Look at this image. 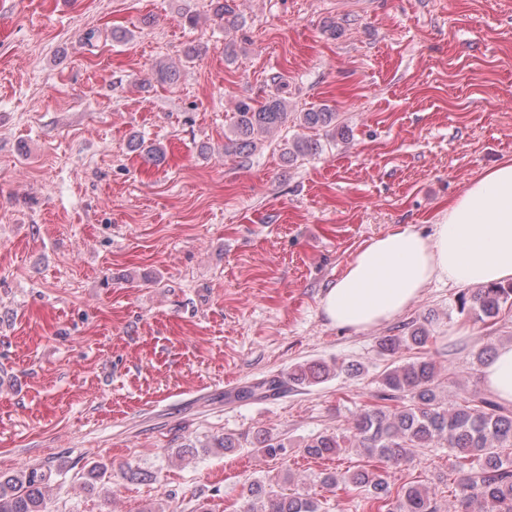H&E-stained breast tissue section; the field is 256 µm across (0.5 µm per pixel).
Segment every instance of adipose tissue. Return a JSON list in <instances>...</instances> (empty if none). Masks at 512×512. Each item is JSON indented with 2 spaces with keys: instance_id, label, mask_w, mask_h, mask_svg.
I'll use <instances>...</instances> for the list:
<instances>
[{
  "instance_id": "1",
  "label": "adipose tissue",
  "mask_w": 512,
  "mask_h": 512,
  "mask_svg": "<svg viewBox=\"0 0 512 512\" xmlns=\"http://www.w3.org/2000/svg\"><path fill=\"white\" fill-rule=\"evenodd\" d=\"M512 280V159L473 180L422 235L407 224L370 240L327 289L321 308L335 325L357 331L403 312L431 283L485 285ZM480 375L512 404V344L500 345Z\"/></svg>"
}]
</instances>
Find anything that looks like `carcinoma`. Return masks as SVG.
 <instances>
[{
    "label": "carcinoma",
    "mask_w": 512,
    "mask_h": 512,
    "mask_svg": "<svg viewBox=\"0 0 512 512\" xmlns=\"http://www.w3.org/2000/svg\"><path fill=\"white\" fill-rule=\"evenodd\" d=\"M213 21L224 26L235 14L234 0H210ZM305 129L336 126L335 109L327 104L303 112L288 111V101L274 92L255 105L242 100L236 106L234 137L224 143V155L241 154L255 140L288 122ZM131 146L141 151L146 162L160 164L166 159L163 146L149 145L140 137ZM459 313L483 322L497 324L500 316L512 311V282L480 286L458 297ZM430 330L409 322L401 332L384 336L377 343L378 355L391 360L381 375V400L353 417L349 442L337 435L323 434L309 439L302 452L315 459L330 458L345 445L359 450L367 464L353 472H332L321 479L328 489L353 486L366 492L377 510L386 512H439L426 487L410 484L392 493L384 478L391 463L409 462L422 448H448L452 451L451 469L456 474L455 494L464 510L472 504L480 512H512V407L494 396L474 393L445 403L436 393L438 370L429 357L396 360L403 348H420L430 341ZM328 376L322 364H298L288 375L289 382L313 385ZM284 388L280 378H265L236 392V399H268ZM257 450L277 458L286 445L269 431L256 437ZM49 477L38 471L0 475V512H46ZM243 512H320V500L293 487L291 473L272 483L254 481L246 487Z\"/></svg>",
    "instance_id": "cac0c4a2"
}]
</instances>
